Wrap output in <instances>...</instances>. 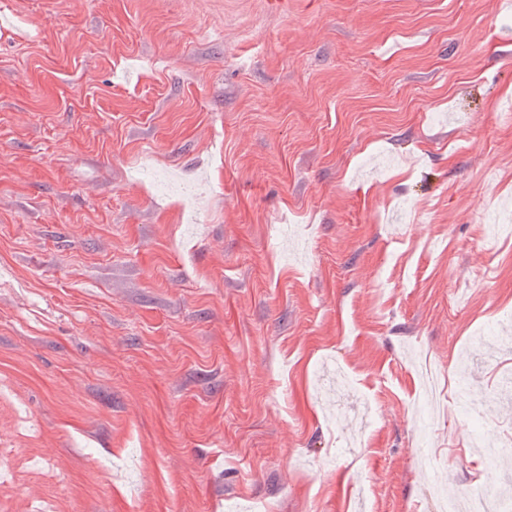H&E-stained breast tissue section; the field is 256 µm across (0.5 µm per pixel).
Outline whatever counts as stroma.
Masks as SVG:
<instances>
[{"label": "stroma", "mask_w": 512, "mask_h": 512, "mask_svg": "<svg viewBox=\"0 0 512 512\" xmlns=\"http://www.w3.org/2000/svg\"><path fill=\"white\" fill-rule=\"evenodd\" d=\"M512 446V0H0V512H441Z\"/></svg>", "instance_id": "obj_1"}]
</instances>
